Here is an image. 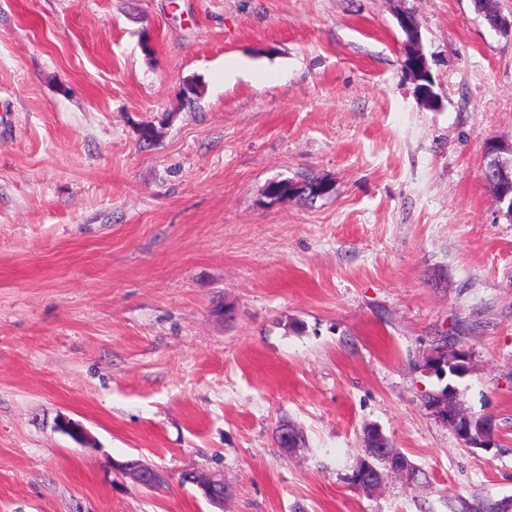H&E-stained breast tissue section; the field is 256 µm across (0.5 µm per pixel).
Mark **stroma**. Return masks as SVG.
I'll return each instance as SVG.
<instances>
[{
  "mask_svg": "<svg viewBox=\"0 0 512 512\" xmlns=\"http://www.w3.org/2000/svg\"><path fill=\"white\" fill-rule=\"evenodd\" d=\"M404 11L434 108L401 65ZM491 139L512 142V34L473 0H0V512L512 499V220L482 177ZM304 174L330 192L268 196ZM444 333L497 449L461 447L427 403ZM282 420L302 433L290 454ZM368 425L416 478L354 485ZM127 458L165 482L122 476ZM190 470L223 472V507ZM113 466L123 476L131 478L145 488H155L164 482L162 470L146 466L139 459L115 462Z\"/></svg>",
  "mask_w": 512,
  "mask_h": 512,
  "instance_id": "stroma-1",
  "label": "stroma"
}]
</instances>
